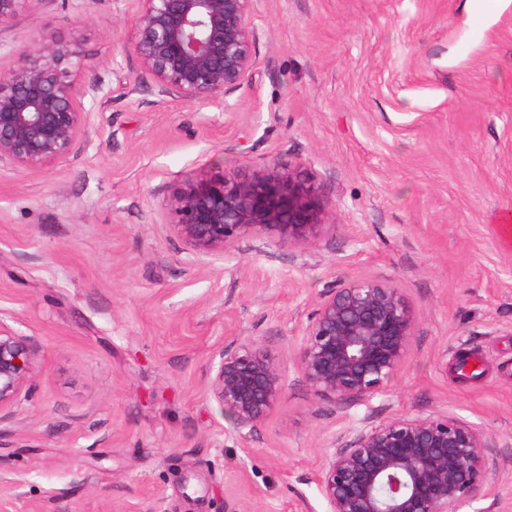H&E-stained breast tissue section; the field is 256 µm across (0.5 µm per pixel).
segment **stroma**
Segmentation results:
<instances>
[{
    "instance_id": "stroma-1",
    "label": "stroma",
    "mask_w": 512,
    "mask_h": 512,
    "mask_svg": "<svg viewBox=\"0 0 512 512\" xmlns=\"http://www.w3.org/2000/svg\"><path fill=\"white\" fill-rule=\"evenodd\" d=\"M251 24L228 111L135 92L149 77L117 0H33L0 32L70 39L107 90L66 158L0 163V321L37 350L0 421V512H328L321 455L402 414L486 432L496 493L466 512H512V0H258ZM279 154L316 191L315 238L197 259L169 199ZM334 279L401 288L415 331L390 390L342 407L293 360ZM238 336L287 371L248 434L206 390Z\"/></svg>"
}]
</instances>
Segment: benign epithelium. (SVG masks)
<instances>
[{
    "label": "benign epithelium",
    "mask_w": 512,
    "mask_h": 512,
    "mask_svg": "<svg viewBox=\"0 0 512 512\" xmlns=\"http://www.w3.org/2000/svg\"><path fill=\"white\" fill-rule=\"evenodd\" d=\"M31 0H0V31ZM131 47L151 82L135 86L158 103L231 108L249 82L257 0H129ZM0 66V162L44 168L87 137L91 106L105 96L96 66L73 44L42 34L12 48ZM291 161L273 158L242 180L187 185L171 199L174 228L198 257L224 252L240 236L278 230L306 236L321 222L313 190L293 180ZM414 323L401 289L388 282H332L308 317L294 364L315 395L337 406L386 393L404 364ZM36 348L0 321V421L29 395ZM286 382L271 349L237 337L210 358L207 394L241 429L268 415ZM325 453L318 482L329 512H459L491 494L487 434L446 414L371 422Z\"/></svg>",
    "instance_id": "obj_1"
}]
</instances>
